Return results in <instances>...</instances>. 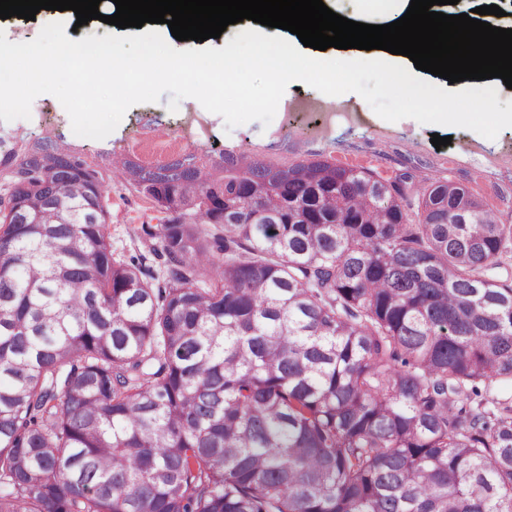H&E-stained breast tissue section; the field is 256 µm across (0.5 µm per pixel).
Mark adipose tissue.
<instances>
[{"instance_id":"obj_1","label":"adipose tissue","mask_w":512,"mask_h":512,"mask_svg":"<svg viewBox=\"0 0 512 512\" xmlns=\"http://www.w3.org/2000/svg\"><path fill=\"white\" fill-rule=\"evenodd\" d=\"M181 56L180 47L174 41L166 40L149 43L145 51L134 58L125 57L111 48L102 54L100 61L92 63L87 55L77 53L66 45L62 47L57 62L48 67L43 62L39 46L34 45L27 52L12 55L9 65L20 77L30 73L39 74L42 82L49 87L57 86L60 75L74 69L80 70L82 81L76 88L74 117L76 126L82 128L93 120L92 113L85 110L86 99L103 82L120 85L125 72L131 69L139 71L147 79L165 78L172 75V63ZM363 65L379 71L403 66L408 90L416 100L418 114L446 125L462 119L463 114L458 111L455 98L441 92L438 86L423 82L421 70L406 64L404 56L384 52L342 61V68L347 72ZM188 68L195 84L221 82L229 89L234 87L235 77L242 75L245 70H261L268 77L267 92L262 99L266 107L279 105V90L285 84L302 79L330 84L332 80L326 62L302 55L296 42L291 40L277 42V48L272 53L259 51L243 62L231 56L223 60L202 58L190 62Z\"/></svg>"}]
</instances>
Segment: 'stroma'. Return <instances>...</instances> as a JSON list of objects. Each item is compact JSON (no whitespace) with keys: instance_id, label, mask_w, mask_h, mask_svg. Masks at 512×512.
Here are the masks:
<instances>
[{"instance_id":"35a3bbf8","label":"stroma","mask_w":512,"mask_h":512,"mask_svg":"<svg viewBox=\"0 0 512 512\" xmlns=\"http://www.w3.org/2000/svg\"><path fill=\"white\" fill-rule=\"evenodd\" d=\"M169 35L165 24L121 29L92 20L78 28L69 21L49 28L40 18L0 19V49L36 43L49 64L55 63L58 48L64 43L83 49L88 40L113 39L126 53L135 55L148 41ZM265 80L263 73H246L234 95L226 94L218 84L191 90L172 78L142 84L117 99L106 90L93 95L87 107L92 112H105L117 106L118 118L103 121L98 130L83 135L75 134L71 113L60 107L61 102L71 99L67 88L45 91L35 86L21 105L0 111V140L8 142L22 136L32 146L49 138L104 172L117 161L156 170L169 166L176 156L164 144L153 141L155 130L162 128L178 135L188 120L198 115L207 125L208 137L191 147L197 166L223 162L228 153L242 156L247 164L258 162L278 168L303 160L361 163L384 171L407 165L425 177L468 185L502 221L512 224L511 125L485 131L472 122L451 126L433 121L415 123L407 118L415 102L405 91L399 72L382 80L386 88L381 91L377 88L381 80L372 71L361 69L336 75L337 84L348 87L339 105L353 112V120L337 119L321 132L313 126L314 116L308 114H293L284 124L273 108L242 111L240 98H261ZM435 133L451 137V144L435 148L431 143ZM107 197L113 256L122 260L145 256V265L154 277H162L163 260L150 255L148 244L138 238L136 230L146 221L162 223L163 213L153 208L131 180L109 183Z\"/></svg>"}]
</instances>
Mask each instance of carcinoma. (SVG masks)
<instances>
[{
    "label": "carcinoma",
    "mask_w": 512,
    "mask_h": 512,
    "mask_svg": "<svg viewBox=\"0 0 512 512\" xmlns=\"http://www.w3.org/2000/svg\"><path fill=\"white\" fill-rule=\"evenodd\" d=\"M39 149L0 153V512H512V224L467 187L140 169L185 205L141 225L155 288L102 173Z\"/></svg>",
    "instance_id": "obj_1"
}]
</instances>
